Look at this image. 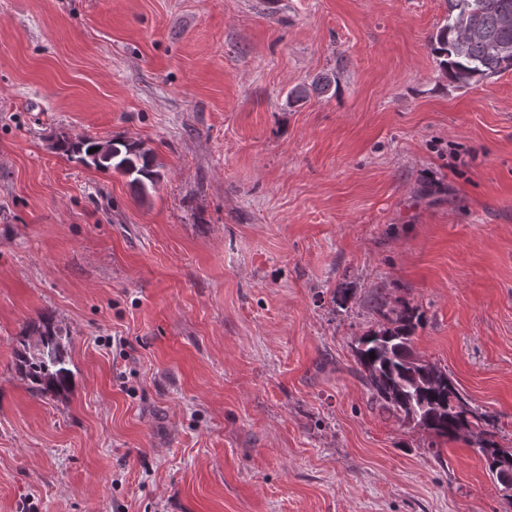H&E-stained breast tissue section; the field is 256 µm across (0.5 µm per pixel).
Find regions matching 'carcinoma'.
Wrapping results in <instances>:
<instances>
[{
    "label": "carcinoma",
    "instance_id": "cac0c4a2",
    "mask_svg": "<svg viewBox=\"0 0 512 512\" xmlns=\"http://www.w3.org/2000/svg\"><path fill=\"white\" fill-rule=\"evenodd\" d=\"M429 46L441 73L459 88L512 70V0H448V16L429 38ZM94 147L98 151L89 152ZM56 149L127 177L141 196L147 184H157L162 176V164L141 140L64 137ZM376 312L387 325L361 336L355 352L373 398L403 419L417 414L420 427L438 439L467 441L500 485L512 483V451L493 440L492 416L471 407L445 371L414 353L413 335L422 314L410 306L388 309L384 303L377 304ZM36 332V344L17 355L18 371L34 391L57 393L71 376L59 333L47 318L40 320Z\"/></svg>",
    "mask_w": 512,
    "mask_h": 512
}]
</instances>
